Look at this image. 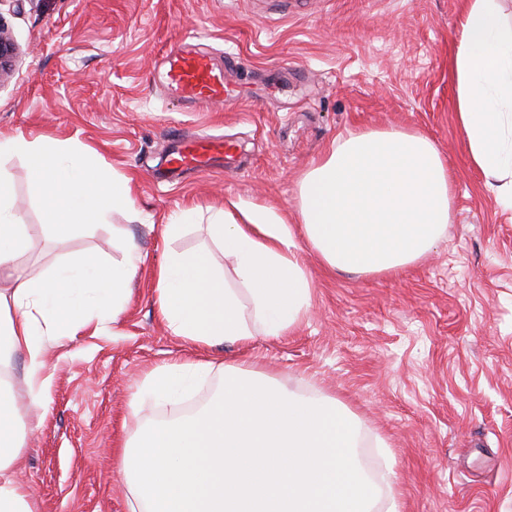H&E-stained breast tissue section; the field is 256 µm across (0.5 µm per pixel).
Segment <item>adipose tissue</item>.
Here are the masks:
<instances>
[{
	"mask_svg": "<svg viewBox=\"0 0 512 512\" xmlns=\"http://www.w3.org/2000/svg\"><path fill=\"white\" fill-rule=\"evenodd\" d=\"M453 78L454 118L469 159L512 207V22L499 0H468ZM0 155L24 159L35 193L49 205L54 238L133 209L127 181L109 179L58 143L17 133L0 138ZM452 196L445 161L425 135L347 131L299 178L297 224L271 208L240 204L204 220L186 208L164 225L176 238L202 223L234 266L223 271L205 250L172 255L155 271L158 311L173 335L201 347L245 348L255 337L284 335L311 307L300 245L334 273L392 274L438 244ZM14 198L12 175L0 167V512H40L16 469L28 431L43 419L46 356L62 337L106 329L124 309L141 256L130 243L123 262L82 255L48 276H31L18 262L29 237ZM18 360L21 394L4 378ZM213 368L178 359L149 373L142 390L166 401ZM367 444L361 420L336 397H307L263 371L228 363L204 407L138 428L116 460L131 512H401L393 472L365 467L359 450Z\"/></svg>",
	"mask_w": 512,
	"mask_h": 512,
	"instance_id": "obj_1",
	"label": "adipose tissue"
}]
</instances>
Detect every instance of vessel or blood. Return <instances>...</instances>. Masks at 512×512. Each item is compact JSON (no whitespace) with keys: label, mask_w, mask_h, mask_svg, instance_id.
Masks as SVG:
<instances>
[{"label":"vessel or blood","mask_w":512,"mask_h":512,"mask_svg":"<svg viewBox=\"0 0 512 512\" xmlns=\"http://www.w3.org/2000/svg\"><path fill=\"white\" fill-rule=\"evenodd\" d=\"M163 66L168 88L178 92L191 107L223 106L235 98L208 53L179 45L164 54ZM234 150V143L224 139L181 136L170 164L176 172L202 171L211 168L216 160L232 155Z\"/></svg>","instance_id":"1"}]
</instances>
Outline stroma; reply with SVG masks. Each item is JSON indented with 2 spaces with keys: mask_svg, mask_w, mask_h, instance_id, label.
<instances>
[{
  "mask_svg": "<svg viewBox=\"0 0 512 512\" xmlns=\"http://www.w3.org/2000/svg\"><path fill=\"white\" fill-rule=\"evenodd\" d=\"M463 0H0L20 48L0 83V135L17 132L93 150L131 181L133 212L112 213L70 239L48 240L47 206L25 162L0 158L30 227L32 275L65 257H143L124 312L103 335L62 338L40 426L20 477L41 512H129L113 449L146 375L196 349L160 319L154 272L205 243L197 227L165 238L176 211L255 203L296 219L300 174L356 128L416 129L454 181L451 220L436 250L394 276L329 272L310 250L307 318L216 362H248L305 395L341 399L389 449L403 512H512V208L468 158L453 110L452 49ZM200 43L233 85L230 107L192 109L166 88L163 53ZM214 135L240 150L229 167L164 177L174 141Z\"/></svg>",
  "mask_w": 512,
  "mask_h": 512,
  "instance_id": "35a3bbf8",
  "label": "stroma"
}]
</instances>
